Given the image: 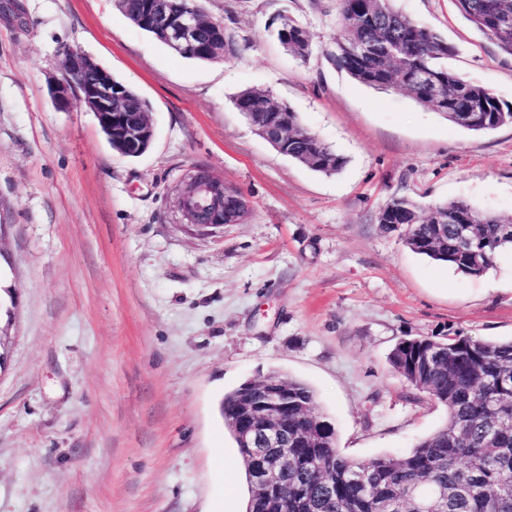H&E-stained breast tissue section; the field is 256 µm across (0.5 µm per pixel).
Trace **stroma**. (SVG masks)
I'll list each match as a JSON object with an SVG mask.
<instances>
[{
  "instance_id": "stroma-1",
  "label": "stroma",
  "mask_w": 512,
  "mask_h": 512,
  "mask_svg": "<svg viewBox=\"0 0 512 512\" xmlns=\"http://www.w3.org/2000/svg\"><path fill=\"white\" fill-rule=\"evenodd\" d=\"M237 52L180 57L115 0H0V512H245L249 485L219 410L275 372L307 383L355 460L402 455L446 412L391 366L401 339L512 338V251L480 277L378 224L392 196L463 199L512 219V124L475 133L334 59L337 0H200ZM450 69L512 106V54L455 0H395ZM298 21L301 58L272 33ZM90 56L151 106L140 157L115 151L59 55ZM269 91L344 158L333 175L278 153L237 112ZM204 167L243 193L242 223L189 228L176 189Z\"/></svg>"
}]
</instances>
